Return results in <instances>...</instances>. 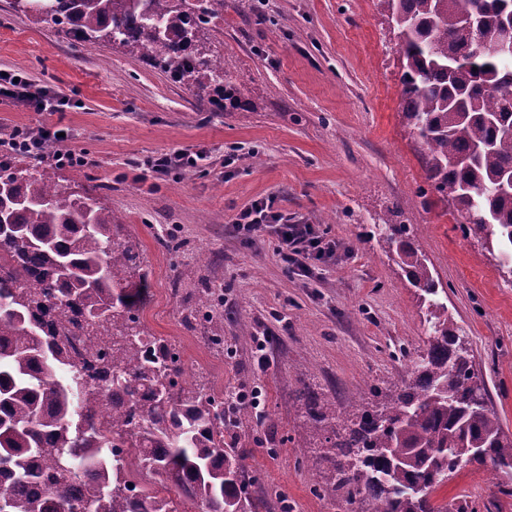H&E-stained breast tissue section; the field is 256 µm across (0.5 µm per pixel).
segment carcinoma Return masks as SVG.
I'll use <instances>...</instances> for the list:
<instances>
[{
  "mask_svg": "<svg viewBox=\"0 0 512 512\" xmlns=\"http://www.w3.org/2000/svg\"><path fill=\"white\" fill-rule=\"evenodd\" d=\"M402 66V110L421 145L426 179L488 231L512 276V53L477 43L512 16V0H380ZM36 21L77 41L117 45L200 90L223 67L194 44L224 0H29ZM477 209L483 220L468 222ZM119 217L21 157L0 160V512H237L244 451L232 426L255 409L186 379L167 340L138 311L148 275ZM383 242L418 291L440 283L410 242L411 227L381 220ZM411 375L375 402L343 412L298 396L303 427L325 434L347 505L371 512H468L433 494L467 464L491 463L512 496V438L503 434L473 354L444 306ZM85 330L93 360L78 365L66 337ZM124 448L122 455L114 449ZM142 484L140 496L129 485Z\"/></svg>",
  "mask_w": 512,
  "mask_h": 512,
  "instance_id": "1",
  "label": "carcinoma"
}]
</instances>
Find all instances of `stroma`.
Masks as SVG:
<instances>
[{"label":"stroma","mask_w":512,"mask_h":512,"mask_svg":"<svg viewBox=\"0 0 512 512\" xmlns=\"http://www.w3.org/2000/svg\"><path fill=\"white\" fill-rule=\"evenodd\" d=\"M196 43L222 63L223 108L211 105L213 90L196 94L117 46L71 43L0 0V70L26 71L70 101L49 115L0 100V130L46 119L74 129L73 148L90 160L79 191L101 196L122 218L119 236L140 246L144 330L175 344L187 376H205L209 391L262 388L259 419L235 430L261 512H280L283 496L293 512H346L323 433L297 428L299 392L344 411L407 379L431 334L427 302L379 240L388 215L413 228L437 300L512 437V278L429 186L378 0H224L223 22ZM198 146L209 152L201 168L156 189L136 181V162ZM267 197L350 257L306 276L285 268L271 238L241 243L230 221ZM170 235L171 252L160 245ZM207 285L224 300L223 326L197 314ZM243 327L253 341L235 342ZM219 329L220 351L210 343ZM436 496L512 512L488 466L462 467Z\"/></svg>","instance_id":"1"}]
</instances>
